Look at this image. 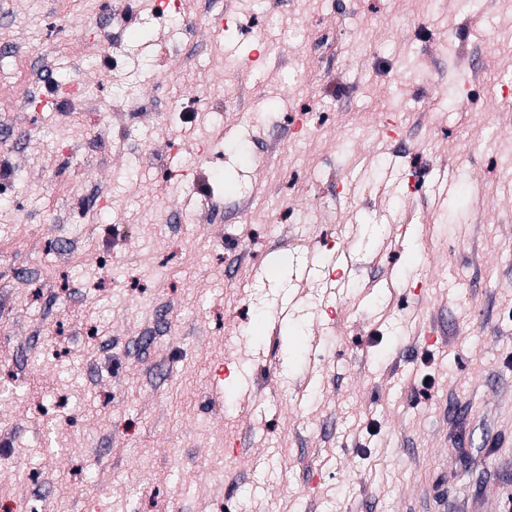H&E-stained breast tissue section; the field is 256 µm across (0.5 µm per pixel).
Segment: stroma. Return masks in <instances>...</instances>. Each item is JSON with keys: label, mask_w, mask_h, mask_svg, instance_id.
Returning <instances> with one entry per match:
<instances>
[{"label": "stroma", "mask_w": 512, "mask_h": 512, "mask_svg": "<svg viewBox=\"0 0 512 512\" xmlns=\"http://www.w3.org/2000/svg\"><path fill=\"white\" fill-rule=\"evenodd\" d=\"M118 2L0 0V500L512 512V8L135 0L126 24ZM342 234L388 248L328 308Z\"/></svg>", "instance_id": "obj_1"}]
</instances>
